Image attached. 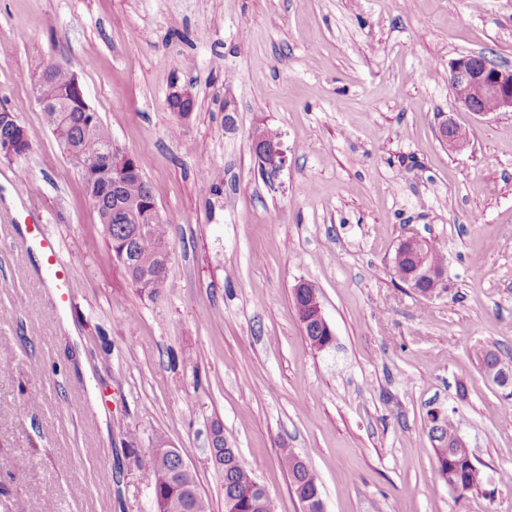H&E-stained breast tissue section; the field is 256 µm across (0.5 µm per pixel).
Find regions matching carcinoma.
Returning a JSON list of instances; mask_svg holds the SVG:
<instances>
[{"mask_svg": "<svg viewBox=\"0 0 512 512\" xmlns=\"http://www.w3.org/2000/svg\"><path fill=\"white\" fill-rule=\"evenodd\" d=\"M47 126L66 153L76 152L79 167L95 170L99 174L102 195L101 209L97 211L102 228L116 258L126 260L138 257L149 265L154 275L153 283H140L135 273L126 272L132 286L147 299L153 301L162 296L167 287L165 255L170 253L167 225L160 222L145 225V231L134 232L133 215L124 210L129 201L148 200L156 203L153 188L142 173L118 175L112 171V157L106 150L112 146V137L102 123L97 122L84 131L87 118L85 112L69 114L72 135L58 136V116L52 110L43 111ZM166 442L158 440L149 460L142 467V478L152 491L156 512H210L208 499L202 494L189 492L197 486L196 476L183 469L186 459L181 449L173 454L164 453ZM440 478L448 488L462 499L468 495L482 494L491 476L478 465V460L459 437L448 434V447L434 449ZM281 465L287 471L290 486L299 501H306L321 493L317 473L309 465L296 460L291 452L283 453ZM224 486V512H275L273 495L260 483L239 458L224 452L215 464Z\"/></svg>", "mask_w": 512, "mask_h": 512, "instance_id": "1", "label": "carcinoma"}]
</instances>
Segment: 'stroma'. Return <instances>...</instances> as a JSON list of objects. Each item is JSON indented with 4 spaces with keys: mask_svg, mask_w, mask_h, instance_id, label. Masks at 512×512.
Returning <instances> with one entry per match:
<instances>
[{
    "mask_svg": "<svg viewBox=\"0 0 512 512\" xmlns=\"http://www.w3.org/2000/svg\"><path fill=\"white\" fill-rule=\"evenodd\" d=\"M470 52L512 66V0H0V105L33 145L0 159V512H43L48 490L54 512H155L139 465L160 438L190 449L224 512L216 423L277 512H302L287 450L316 471L324 512H512V483L456 498L428 434L440 410L483 470L512 474V385L483 368L488 351L512 368V115L458 107L448 64ZM50 60L156 191L158 300L127 280L44 120L32 86ZM448 119L463 151L439 137ZM259 126L287 155L269 176ZM34 219L74 262L71 303L54 306L15 244ZM412 233L442 245L448 289L431 299L393 274ZM301 281L329 349L302 332ZM441 140L453 151H461L468 145V133L452 120H446L439 129Z\"/></svg>",
    "mask_w": 512,
    "mask_h": 512,
    "instance_id": "obj_1",
    "label": "stroma"
}]
</instances>
